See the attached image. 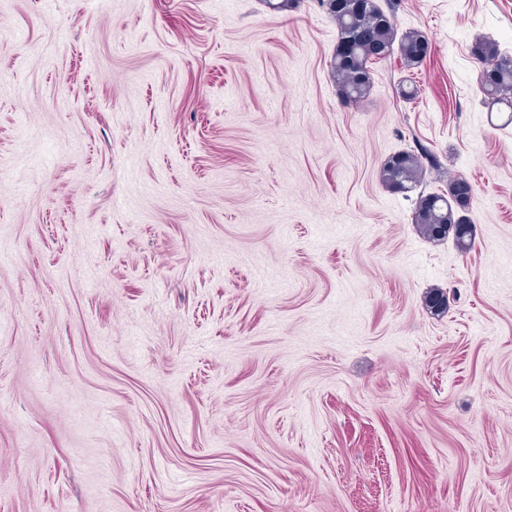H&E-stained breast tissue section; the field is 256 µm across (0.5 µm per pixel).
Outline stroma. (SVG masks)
Segmentation results:
<instances>
[{
  "mask_svg": "<svg viewBox=\"0 0 512 512\" xmlns=\"http://www.w3.org/2000/svg\"><path fill=\"white\" fill-rule=\"evenodd\" d=\"M377 2L346 105L320 0H0V512H512V0ZM428 38L420 30H408L403 32L398 38V52L404 65L413 68L422 63L427 51L422 48H428ZM477 46L476 59L484 66L489 77L483 82L484 102H512V58L499 52L497 44L491 40H481ZM472 47V51L476 46ZM415 150H403L390 156L382 164L379 181L387 189L395 192H411L419 187L425 177L426 168L423 160L435 164L432 154L424 147ZM446 195L420 192L415 201L412 222L431 241L444 240L452 235L462 249H467L472 240L473 226L462 213L469 208L471 188L465 180L457 179L449 184Z\"/></svg>",
  "mask_w": 512,
  "mask_h": 512,
  "instance_id": "1",
  "label": "stroma"
}]
</instances>
